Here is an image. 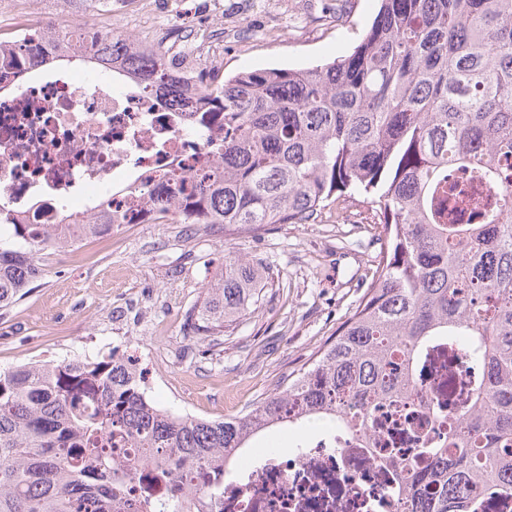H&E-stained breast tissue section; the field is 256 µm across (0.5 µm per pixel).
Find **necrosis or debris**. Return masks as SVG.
<instances>
[{"instance_id": "4bbe7bcc", "label": "necrosis or debris", "mask_w": 512, "mask_h": 512, "mask_svg": "<svg viewBox=\"0 0 512 512\" xmlns=\"http://www.w3.org/2000/svg\"><path fill=\"white\" fill-rule=\"evenodd\" d=\"M35 53L22 41L20 73L0 79V200L11 223L89 224L97 201L142 224L147 188L172 165L194 173L216 163L224 115L203 111L197 96L163 103L104 72L49 75L30 66ZM441 374L453 394L440 416L424 401L386 407L372 447L332 430L296 449L290 463L273 453L256 459L225 476L224 512H402L394 459L447 434L478 371L465 350L444 347L433 352L420 390L433 391Z\"/></svg>"}]
</instances>
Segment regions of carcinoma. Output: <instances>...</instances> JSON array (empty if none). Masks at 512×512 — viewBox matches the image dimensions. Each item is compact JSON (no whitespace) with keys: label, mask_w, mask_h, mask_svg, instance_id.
Masks as SVG:
<instances>
[{"label":"carcinoma","mask_w":512,"mask_h":512,"mask_svg":"<svg viewBox=\"0 0 512 512\" xmlns=\"http://www.w3.org/2000/svg\"><path fill=\"white\" fill-rule=\"evenodd\" d=\"M360 42L325 64L242 70L206 64L199 92L224 108L220 163L172 169L148 194L159 220L239 231L309 224L332 198L374 209L377 266L333 337L250 410L221 420L152 403L130 361L24 364L0 370V512H213L224 471L274 426L327 421L360 439L383 405L415 400L428 348L463 340L485 376L469 392L446 445L424 442L397 461L404 512H474L481 497L512 499V0H376ZM88 64L162 97L179 91L163 41L138 44L102 27L97 40L62 30L38 57ZM478 169L487 193L448 185L453 166ZM119 216L85 224L112 233ZM52 224H14L0 237V310L42 273L48 250L76 239ZM262 277L240 258L206 287L192 327L221 336L259 301ZM128 444L153 466L141 477L112 460ZM425 466H419V463ZM140 483L129 503L125 488ZM173 483L196 491L176 507Z\"/></svg>","instance_id":"carcinoma-1"}]
</instances>
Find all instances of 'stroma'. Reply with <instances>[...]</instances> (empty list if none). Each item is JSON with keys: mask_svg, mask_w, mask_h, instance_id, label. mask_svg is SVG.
Instances as JSON below:
<instances>
[{"mask_svg": "<svg viewBox=\"0 0 512 512\" xmlns=\"http://www.w3.org/2000/svg\"><path fill=\"white\" fill-rule=\"evenodd\" d=\"M155 0L174 9L159 31L181 46L188 31L217 32L225 75L298 67L351 50L375 0ZM367 207L342 197L314 224H271L236 233L220 224H123L111 235L49 252L43 273L0 310V369L34 361L133 356L145 392L178 415L221 419L253 407L279 378L354 311L374 269L377 234ZM260 263L256 305L221 336L187 323L228 257Z\"/></svg>", "mask_w": 512, "mask_h": 512, "instance_id": "35a3bbf8", "label": "stroma"}]
</instances>
